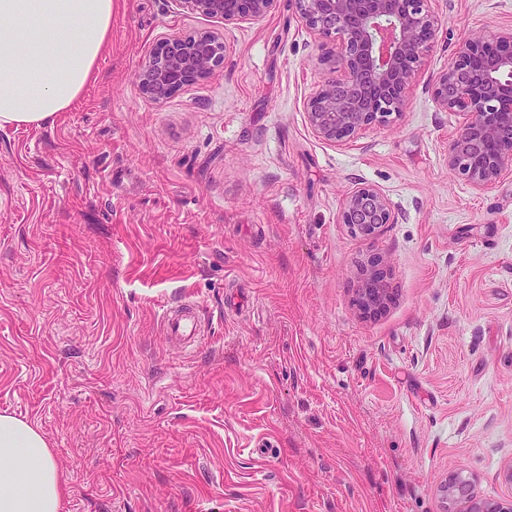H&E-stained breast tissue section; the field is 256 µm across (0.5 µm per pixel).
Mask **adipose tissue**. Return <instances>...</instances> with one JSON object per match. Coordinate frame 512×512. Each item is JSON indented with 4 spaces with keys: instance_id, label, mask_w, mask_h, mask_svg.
Returning <instances> with one entry per match:
<instances>
[{
    "instance_id": "adipose-tissue-1",
    "label": "adipose tissue",
    "mask_w": 512,
    "mask_h": 512,
    "mask_svg": "<svg viewBox=\"0 0 512 512\" xmlns=\"http://www.w3.org/2000/svg\"><path fill=\"white\" fill-rule=\"evenodd\" d=\"M113 0H0V128L43 127L96 80ZM66 483L40 430L0 414V512H60Z\"/></svg>"
}]
</instances>
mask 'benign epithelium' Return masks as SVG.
Instances as JSON below:
<instances>
[{
    "label": "benign epithelium",
    "instance_id": "benign-epithelium-1",
    "mask_svg": "<svg viewBox=\"0 0 512 512\" xmlns=\"http://www.w3.org/2000/svg\"><path fill=\"white\" fill-rule=\"evenodd\" d=\"M184 6L224 26L259 19L278 0H180ZM306 28L329 37L341 48L331 59L336 75L325 79L306 103V116L319 138L341 143L375 123L399 115L423 57L433 47L442 21L428 0H292ZM226 42L211 32L174 37L153 53L136 73L141 92L157 101L183 85L224 67ZM439 108L459 117L448 145V167L483 190L512 164V28L491 42L475 31L464 36L448 66L426 84ZM395 222L386 195L365 183L344 199L339 223L368 240ZM355 304L367 316L382 314L392 301L383 260L373 255L361 269ZM469 481L456 475L441 487L451 512H512V504L475 502Z\"/></svg>",
    "mask_w": 512,
    "mask_h": 512
}]
</instances>
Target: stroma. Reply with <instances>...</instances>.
<instances>
[{
    "label": "stroma",
    "mask_w": 512,
    "mask_h": 512,
    "mask_svg": "<svg viewBox=\"0 0 512 512\" xmlns=\"http://www.w3.org/2000/svg\"><path fill=\"white\" fill-rule=\"evenodd\" d=\"M443 26L407 109L357 138L310 129L339 40L291 0L225 27L179 0H114L81 100L0 128V413L37 426L61 512H443L440 486L512 502V166L448 167L459 128L426 84L512 0H429ZM226 36L221 70L156 101L162 44ZM361 182L395 221H338ZM380 255L394 299L354 290ZM192 302L203 339L168 342Z\"/></svg>",
    "instance_id": "1"
}]
</instances>
